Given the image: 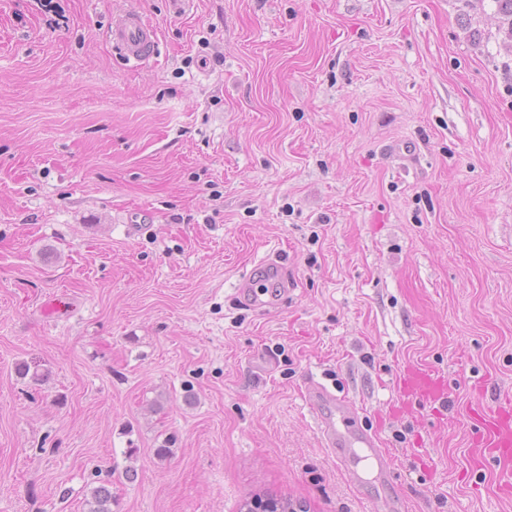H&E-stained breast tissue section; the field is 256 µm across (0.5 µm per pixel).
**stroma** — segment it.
<instances>
[{
    "mask_svg": "<svg viewBox=\"0 0 512 512\" xmlns=\"http://www.w3.org/2000/svg\"><path fill=\"white\" fill-rule=\"evenodd\" d=\"M0 0V512H512L418 361L512 393V24L496 0ZM137 9L156 55L113 50ZM288 268L271 308L238 288ZM38 364L43 382L21 377ZM347 396L392 472L319 436ZM175 436L168 457L155 454ZM396 385L408 405H429L438 409L448 406V380L425 363L404 365L396 376ZM263 502L265 503L266 508L261 512H309L306 508H304V510H296L294 505L287 499L276 498L273 496H256L252 500L247 501L239 511L247 510V512H256L251 510L252 504L258 506Z\"/></svg>",
    "mask_w": 512,
    "mask_h": 512,
    "instance_id": "stroma-1",
    "label": "stroma"
}]
</instances>
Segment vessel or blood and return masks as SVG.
<instances>
[{"mask_svg": "<svg viewBox=\"0 0 512 512\" xmlns=\"http://www.w3.org/2000/svg\"><path fill=\"white\" fill-rule=\"evenodd\" d=\"M109 38L113 48L133 68L152 56L158 44L155 29L134 9L113 16ZM257 270V280L243 285L244 298L254 306L271 305L272 290L287 286L288 271L273 259L262 260ZM396 385L406 404L442 409L449 403L447 380L425 363L404 365L396 376ZM304 398L310 407L330 409L329 414L319 415L317 421L327 448L341 460L366 461L380 478H390L391 472L384 463L385 450L375 432L365 428L346 397L336 396L315 382L305 390ZM465 413L471 428L465 448L467 472L495 477L498 494L504 498L512 496V396L502 394L489 402L467 403Z\"/></svg>", "mask_w": 512, "mask_h": 512, "instance_id": "b4317fda", "label": "vessel or blood"}]
</instances>
